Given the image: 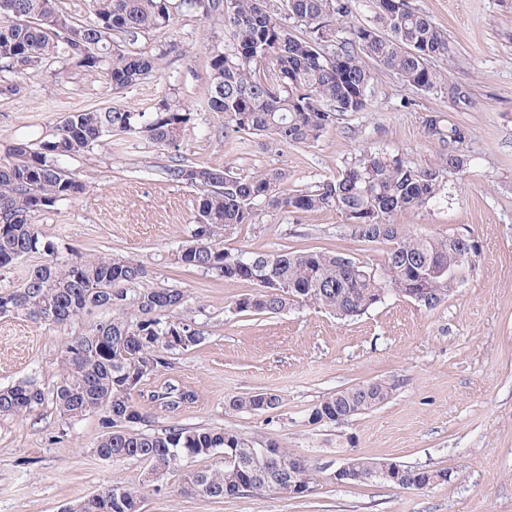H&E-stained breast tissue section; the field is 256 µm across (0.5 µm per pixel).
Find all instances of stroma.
<instances>
[{
    "label": "stroma",
    "mask_w": 512,
    "mask_h": 512,
    "mask_svg": "<svg viewBox=\"0 0 512 512\" xmlns=\"http://www.w3.org/2000/svg\"><path fill=\"white\" fill-rule=\"evenodd\" d=\"M408 3L452 43L453 55L433 66L465 101L411 90L376 65L366 109L339 117L307 146L233 132L210 112L203 59L215 29L192 16L139 39L138 48L160 45L169 54L159 73L137 85L116 90L76 69L61 81L42 67L28 71L18 94L0 95V152L17 140L39 142L67 113L92 104L142 110L173 91L192 106L179 148L116 136L65 159L86 189L36 222L61 249L138 260L150 285L185 293L182 316L204 338L140 383L135 399L147 417L135 423L136 432L159 434L174 424L233 430L277 441L322 470L316 490L304 498L190 494L184 472L221 466L223 450L159 477L147 464L96 455L104 432L100 414L67 421L47 404L23 418H0V512H63L112 483L137 491L141 512H512V0ZM435 113L465 127L470 162L465 172L445 176L440 200L397 221L437 236L466 229L482 245L474 277L437 309L391 295L347 320L311 307L238 313L234 302L252 292L250 283L172 261L199 199L198 189L167 180L172 160L242 177L283 170L286 188L300 189L336 175L368 146L432 164L440 147L427 137L424 120ZM344 224L333 212L295 216L262 208L254 224L225 245L263 252L328 248L382 262L387 243L358 241ZM101 317L96 311L68 326L0 317V387L26 378L52 386L62 372L64 345ZM169 380L196 392L195 402L172 412L152 403L151 392ZM368 381L394 384L385 404L339 424L309 422L324 397ZM258 391L279 394L281 406L262 413L229 408L230 397ZM347 449L445 468L451 478L425 490L330 480L326 466H338Z\"/></svg>",
    "instance_id": "obj_1"
}]
</instances>
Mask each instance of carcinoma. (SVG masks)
Wrapping results in <instances>:
<instances>
[{
    "label": "carcinoma",
    "mask_w": 512,
    "mask_h": 512,
    "mask_svg": "<svg viewBox=\"0 0 512 512\" xmlns=\"http://www.w3.org/2000/svg\"><path fill=\"white\" fill-rule=\"evenodd\" d=\"M373 5L376 23L348 28L343 21L352 16L355 0H89L84 20L70 15L61 0H0V94L19 92L28 70L55 63L58 79L75 67L105 78L117 90L134 86L161 69L166 52H125L115 48L114 38L134 42L194 15L221 30L204 56L210 111L223 114L237 132L278 145H308L338 116L365 110L372 81L367 58L416 92L447 87L446 75L431 66L449 56L445 34L406 0H373ZM192 120V109L174 93L141 111L94 104L68 114L48 139L14 142L0 158V282L21 258L32 253L45 257L22 284L0 286V316L67 325L95 309L111 312L63 347V373L51 388L30 379L0 388V416H26L47 400L68 421L99 412L106 431L95 448L97 456L112 462L121 453L157 473L178 468L189 455L207 457L205 448H249L259 441L223 429L172 425L150 435L118 426V420L145 419L128 384L129 368L140 359L150 361L154 373L171 365L172 350L160 337L183 323L179 311L185 294L148 285L146 266L134 259L63 252L44 237L35 219L85 190L63 166L64 159L114 134L177 148ZM424 125L442 147L433 164L420 167L368 150L336 176L305 189L283 188L287 175L282 171L240 177L200 164L167 166V180L201 191L189 239L173 260L254 285V292L241 297L245 306L240 313L277 314L310 306L354 318L378 304V290L410 301L418 289L425 295L417 306L436 309L451 296V285L448 275L435 272L447 270L465 283L473 278L471 236L416 233L394 217L437 199L444 175L467 169V133L439 115L427 116ZM260 207L292 214L335 211L351 236L391 247L375 272L370 264L327 248L231 251L223 240L209 237L211 226L241 232L253 224ZM392 390L386 382H363L325 397L311 413L340 423L384 404ZM152 399L176 409L194 402L196 394L169 381ZM281 404V396L271 392L245 393L229 402L240 411ZM265 447L266 458L253 470L226 463L184 474V485L209 497L286 493L288 473L279 463L294 455L275 441ZM387 462L356 455L350 483L366 484L360 475ZM446 481V469L405 465L386 484L423 490ZM78 512H139L138 497L121 484H110L82 500Z\"/></svg>",
    "instance_id": "obj_1"
}]
</instances>
